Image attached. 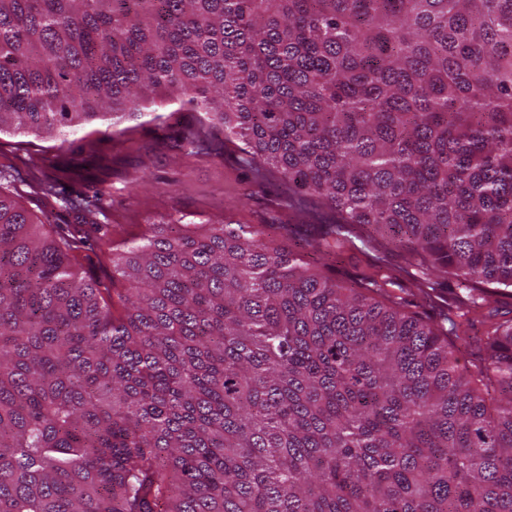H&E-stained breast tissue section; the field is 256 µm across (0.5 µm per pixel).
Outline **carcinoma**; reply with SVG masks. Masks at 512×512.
Instances as JSON below:
<instances>
[{"mask_svg": "<svg viewBox=\"0 0 512 512\" xmlns=\"http://www.w3.org/2000/svg\"><path fill=\"white\" fill-rule=\"evenodd\" d=\"M152 95L321 211L116 245L100 191L31 172L76 217L42 224L0 159V512H512V317L472 373L448 345L512 295V0H0V133ZM358 226L466 300L344 286Z\"/></svg>", "mask_w": 512, "mask_h": 512, "instance_id": "carcinoma-1", "label": "carcinoma"}]
</instances>
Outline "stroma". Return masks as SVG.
<instances>
[{"mask_svg": "<svg viewBox=\"0 0 512 512\" xmlns=\"http://www.w3.org/2000/svg\"><path fill=\"white\" fill-rule=\"evenodd\" d=\"M194 120V113L160 99L150 114L96 120L63 140L4 133L0 149L15 154L22 175L31 164L47 168L64 159L72 190H103L102 206L117 242L173 218L186 224L298 223L281 202L278 179L256 182L238 162L236 149L219 158L175 148L173 128Z\"/></svg>", "mask_w": 512, "mask_h": 512, "instance_id": "obj_1", "label": "stroma"}]
</instances>
